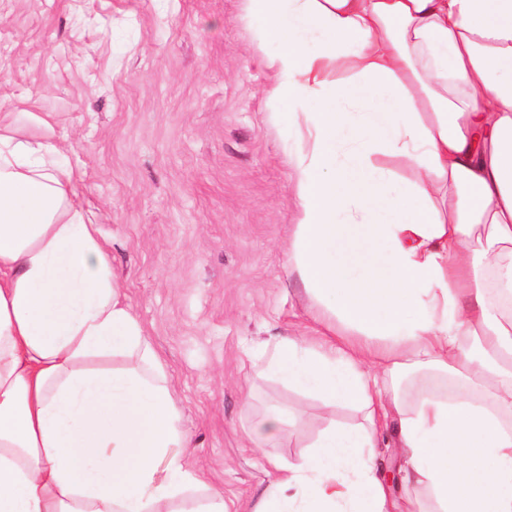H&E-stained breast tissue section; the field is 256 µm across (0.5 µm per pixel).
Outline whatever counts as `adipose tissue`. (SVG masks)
Wrapping results in <instances>:
<instances>
[{"label": "adipose tissue", "instance_id": "adipose-tissue-1", "mask_svg": "<svg viewBox=\"0 0 512 512\" xmlns=\"http://www.w3.org/2000/svg\"><path fill=\"white\" fill-rule=\"evenodd\" d=\"M243 13L287 111L288 267L334 319L276 337L263 371L364 413L278 466L250 512H512V0ZM58 153L0 133V512H225ZM378 154L416 179L396 187Z\"/></svg>", "mask_w": 512, "mask_h": 512}]
</instances>
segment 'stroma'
<instances>
[{"instance_id": "stroma-1", "label": "stroma", "mask_w": 512, "mask_h": 512, "mask_svg": "<svg viewBox=\"0 0 512 512\" xmlns=\"http://www.w3.org/2000/svg\"><path fill=\"white\" fill-rule=\"evenodd\" d=\"M242 0H0V127L53 137L81 174L84 204L124 301L176 390L199 478L246 512L274 463L304 456L348 407L256 381L276 336H311L287 264L297 200L274 77ZM279 441L245 433L268 407Z\"/></svg>"}]
</instances>
